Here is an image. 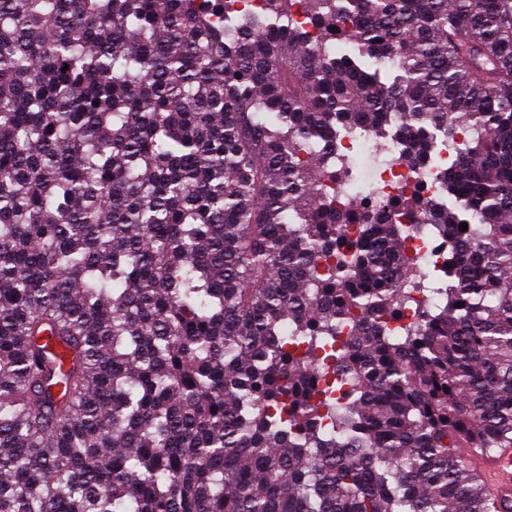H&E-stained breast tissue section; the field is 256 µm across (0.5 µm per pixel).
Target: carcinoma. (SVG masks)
<instances>
[{
    "mask_svg": "<svg viewBox=\"0 0 512 512\" xmlns=\"http://www.w3.org/2000/svg\"><path fill=\"white\" fill-rule=\"evenodd\" d=\"M365 124L440 193L366 210ZM511 447L512 0H0V512H494ZM406 245L410 254L418 255L424 263L436 265L438 269L448 260V246L433 238L427 231L416 233L407 240ZM473 469L493 494L495 512L512 511V448L474 455Z\"/></svg>",
    "mask_w": 512,
    "mask_h": 512,
    "instance_id": "carcinoma-1",
    "label": "carcinoma"
}]
</instances>
